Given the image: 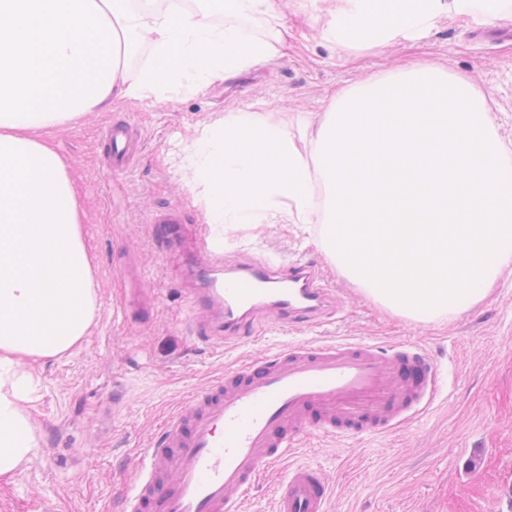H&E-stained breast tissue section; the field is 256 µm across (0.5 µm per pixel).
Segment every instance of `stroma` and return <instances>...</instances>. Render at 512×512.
<instances>
[{
    "label": "stroma",
    "instance_id": "1",
    "mask_svg": "<svg viewBox=\"0 0 512 512\" xmlns=\"http://www.w3.org/2000/svg\"><path fill=\"white\" fill-rule=\"evenodd\" d=\"M282 4L290 35L285 48L255 66L264 79L259 96L238 77L190 96L131 100L53 132L79 180L99 311L74 354L37 369L39 453L13 481L0 482V512H119L135 475L132 456L184 395L253 356L316 338L382 347L410 340L451 371L420 422L382 437L313 442L291 457L294 465L321 466L334 488L332 512H512V272L502 273L482 302L430 323L392 315L359 292L320 324L263 317L255 340L231 339L219 348L202 341L191 322L183 292L189 251L170 255L152 237L147 217L159 208L203 221L170 162L176 144L199 125L248 110L299 135L318 127L336 93L411 64L431 62L471 82L494 110L497 138L512 146V0H502L504 15L493 23L477 11H450L414 37L356 50L322 39L333 0ZM117 119L132 122L141 141L119 174L103 156L104 132ZM224 237L230 256L316 263L336 288L350 284L321 247L318 225L228 224ZM127 266L142 271L153 291L143 322L124 312ZM474 448L482 464L473 474L466 460Z\"/></svg>",
    "mask_w": 512,
    "mask_h": 512
}]
</instances>
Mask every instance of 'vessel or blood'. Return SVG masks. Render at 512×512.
Returning <instances> with one entry per match:
<instances>
[{
  "label": "vessel or blood",
  "instance_id": "b4317fda",
  "mask_svg": "<svg viewBox=\"0 0 512 512\" xmlns=\"http://www.w3.org/2000/svg\"><path fill=\"white\" fill-rule=\"evenodd\" d=\"M104 142L113 171L126 169L137 147L132 126L113 123ZM149 222L155 241L170 248L182 241L185 219L176 209ZM194 230L201 261L187 295L198 328L230 339L251 335L260 312L275 323L312 324L337 307L318 266L233 260L210 225ZM124 283L127 305L145 311L141 274L127 272ZM441 390L438 368L411 341L386 351L365 342H289L183 398L135 458L122 512H241L262 473L294 454L302 437L390 434L427 413ZM332 498L318 465H296L275 493L273 512H331Z\"/></svg>",
  "mask_w": 512,
  "mask_h": 512
}]
</instances>
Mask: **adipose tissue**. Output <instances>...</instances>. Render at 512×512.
<instances>
[{
	"label": "adipose tissue",
	"instance_id": "1",
	"mask_svg": "<svg viewBox=\"0 0 512 512\" xmlns=\"http://www.w3.org/2000/svg\"><path fill=\"white\" fill-rule=\"evenodd\" d=\"M205 6L202 17L181 0L141 11L130 0H0V481L36 456L31 364L73 353L98 313L80 191L47 136L128 100L225 81L288 41L280 0ZM450 10L471 12V0H337L322 39L378 45ZM244 18L265 36L248 33ZM137 40L151 60L131 79L124 57Z\"/></svg>",
	"mask_w": 512,
	"mask_h": 512
}]
</instances>
